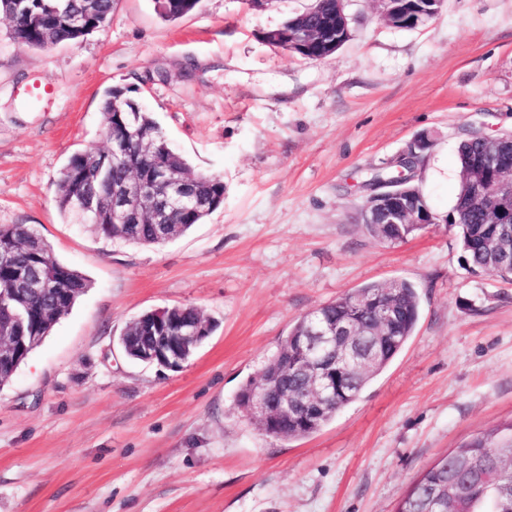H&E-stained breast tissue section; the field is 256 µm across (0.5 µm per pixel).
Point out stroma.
<instances>
[{
	"mask_svg": "<svg viewBox=\"0 0 512 512\" xmlns=\"http://www.w3.org/2000/svg\"><path fill=\"white\" fill-rule=\"evenodd\" d=\"M314 0H201L164 20L116 0L74 45L0 18V225L28 224L91 286L0 385V512H395L423 471L512 420V281L471 273L443 221L467 131L512 130V0H442L414 28L344 0L349 39L314 61L265 33ZM45 79L55 95L26 105ZM132 89L224 203L166 244L61 214V172L105 145L107 88ZM438 224L389 244L359 221L370 176L419 139ZM413 282L414 335L310 436L265 435L237 395L297 319L367 283ZM214 328L176 371L130 360L126 325L174 305Z\"/></svg>",
	"mask_w": 512,
	"mask_h": 512,
	"instance_id": "stroma-1",
	"label": "stroma"
}]
</instances>
